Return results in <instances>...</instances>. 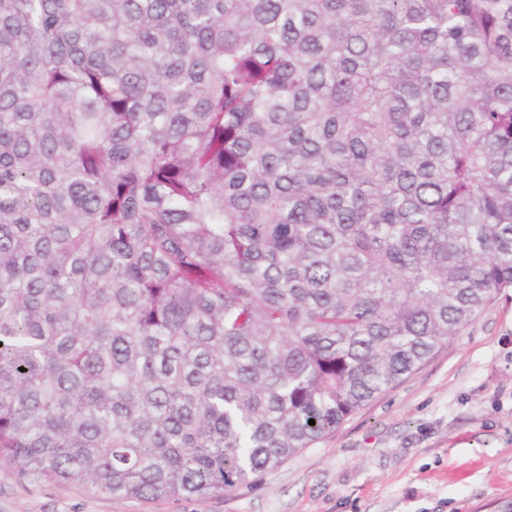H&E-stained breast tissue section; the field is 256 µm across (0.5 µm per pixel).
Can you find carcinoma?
Masks as SVG:
<instances>
[{
    "label": "carcinoma",
    "mask_w": 512,
    "mask_h": 512,
    "mask_svg": "<svg viewBox=\"0 0 512 512\" xmlns=\"http://www.w3.org/2000/svg\"><path fill=\"white\" fill-rule=\"evenodd\" d=\"M509 290L512 0H0L1 470L231 491Z\"/></svg>",
    "instance_id": "obj_1"
}]
</instances>
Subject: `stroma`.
I'll return each mask as SVG.
<instances>
[{"label":"stroma","mask_w":512,"mask_h":512,"mask_svg":"<svg viewBox=\"0 0 512 512\" xmlns=\"http://www.w3.org/2000/svg\"><path fill=\"white\" fill-rule=\"evenodd\" d=\"M512 500V293L310 448L232 491L94 496L0 473V512H493Z\"/></svg>","instance_id":"35a3bbf8"}]
</instances>
